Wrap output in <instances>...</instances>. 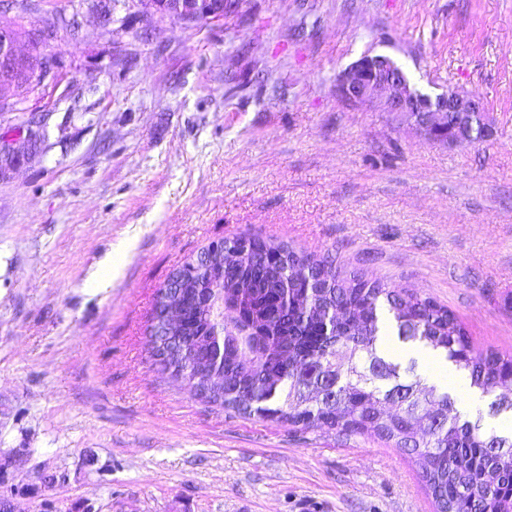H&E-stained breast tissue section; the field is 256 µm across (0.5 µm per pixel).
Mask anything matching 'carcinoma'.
<instances>
[{
  "label": "carcinoma",
  "mask_w": 512,
  "mask_h": 512,
  "mask_svg": "<svg viewBox=\"0 0 512 512\" xmlns=\"http://www.w3.org/2000/svg\"><path fill=\"white\" fill-rule=\"evenodd\" d=\"M21 23L41 12L39 0H17ZM279 250L280 266L264 249ZM238 280L213 268L209 314L189 306L186 327L172 343L175 376L197 396L249 417L303 431L330 429L349 438L369 433L407 455L436 512H512V433L489 430L483 416L465 419L455 398L426 385L415 367L377 352L382 310L403 343L442 350L469 387L494 397L489 415L512 395V354L480 351L448 308L377 279L346 274L330 255L312 256L257 239ZM218 334L224 386L195 377L201 343ZM384 401L395 411H381Z\"/></svg>",
  "instance_id": "carcinoma-1"
}]
</instances>
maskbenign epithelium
<instances>
[{"label": "benign epithelium", "mask_w": 512, "mask_h": 512, "mask_svg": "<svg viewBox=\"0 0 512 512\" xmlns=\"http://www.w3.org/2000/svg\"><path fill=\"white\" fill-rule=\"evenodd\" d=\"M145 10L173 17L188 28H197L231 10L228 0H142ZM48 29L38 25L28 33L16 27L0 26V85L12 91L24 84L37 89L45 87L51 74L27 68L35 55H45L44 47L51 38ZM338 96L358 105L378 103L386 111L406 118L425 140L434 144L461 146L464 141L448 134V114L455 123L466 128L474 122L488 127L486 113L473 97L450 88L434 98L418 94L410 88L406 75L388 57L366 55L347 68L336 85ZM43 127L30 118L26 124L0 130V179L10 176L31 159V149L42 138ZM168 294L157 305L155 324L162 325L160 336L177 332L180 321L184 285L182 270L167 281Z\"/></svg>", "instance_id": "benign-epithelium-1"}]
</instances>
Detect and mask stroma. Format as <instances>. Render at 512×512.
<instances>
[{
	"label": "stroma",
	"mask_w": 512,
	"mask_h": 512,
	"mask_svg": "<svg viewBox=\"0 0 512 512\" xmlns=\"http://www.w3.org/2000/svg\"><path fill=\"white\" fill-rule=\"evenodd\" d=\"M80 5L31 94L46 134L0 180V493L14 512H434L370 435L245 418L162 372L158 289L251 234L429 297L512 353V0H239L199 28ZM391 58L490 119L433 144L336 78Z\"/></svg>",
	"instance_id": "stroma-1"
}]
</instances>
